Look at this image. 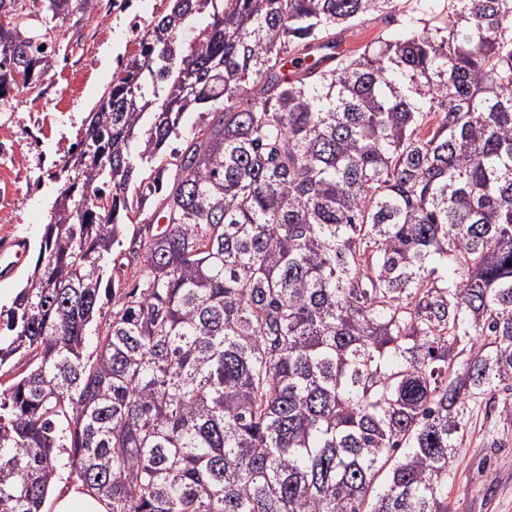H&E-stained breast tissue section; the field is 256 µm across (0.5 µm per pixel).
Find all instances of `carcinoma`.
I'll use <instances>...</instances> for the list:
<instances>
[{"mask_svg": "<svg viewBox=\"0 0 512 512\" xmlns=\"http://www.w3.org/2000/svg\"><path fill=\"white\" fill-rule=\"evenodd\" d=\"M399 2L153 23L0 307V512L61 468L108 512H448L473 407L512 416V0L340 51ZM12 19L0 97L48 53Z\"/></svg>", "mask_w": 512, "mask_h": 512, "instance_id": "1", "label": "carcinoma"}]
</instances>
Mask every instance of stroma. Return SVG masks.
<instances>
[{
    "label": "stroma",
    "instance_id": "stroma-1",
    "mask_svg": "<svg viewBox=\"0 0 512 512\" xmlns=\"http://www.w3.org/2000/svg\"><path fill=\"white\" fill-rule=\"evenodd\" d=\"M170 0H88L68 17L41 12L33 27L53 29L48 67L33 88L0 101V244L22 238V262L30 267L60 194L61 168L96 111L113 75L138 50L140 38ZM403 0L397 20L368 15L345 36V52H357L386 29L420 33L435 12L412 13ZM448 482V512H512V418L475 407L465 447Z\"/></svg>",
    "mask_w": 512,
    "mask_h": 512
}]
</instances>
